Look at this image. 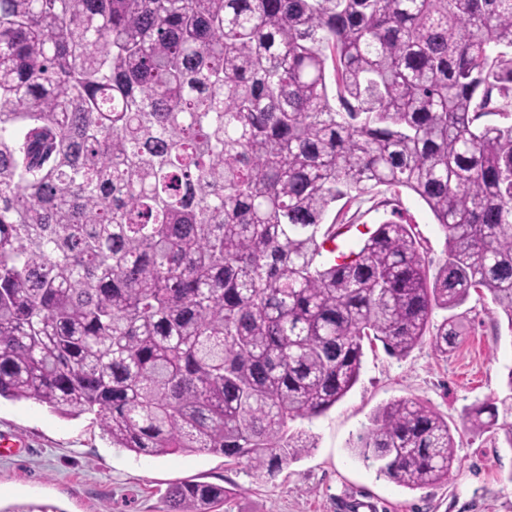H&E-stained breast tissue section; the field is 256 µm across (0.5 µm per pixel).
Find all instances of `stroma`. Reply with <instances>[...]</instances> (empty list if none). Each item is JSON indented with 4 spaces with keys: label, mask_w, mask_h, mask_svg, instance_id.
<instances>
[{
    "label": "stroma",
    "mask_w": 512,
    "mask_h": 512,
    "mask_svg": "<svg viewBox=\"0 0 512 512\" xmlns=\"http://www.w3.org/2000/svg\"><path fill=\"white\" fill-rule=\"evenodd\" d=\"M398 206L416 224L427 260L442 263L444 235L424 202L405 190ZM335 207L350 225L342 239L347 250L390 216L370 198ZM464 311L465 329L448 355L427 344L404 358L389 356L378 341L365 347L357 384L309 425L315 450L264 482L246 464L220 455L139 457L111 447L90 415L1 401L0 436L22 438L27 447L0 456V512L31 503L58 512H165L168 489L185 481L235 488L215 512H512V448L493 447L486 435L462 428L467 408L503 395L512 328L490 298L470 296ZM400 398L430 403L455 429L459 466L447 483L409 490L351 451L373 411Z\"/></svg>",
    "instance_id": "1"
}]
</instances>
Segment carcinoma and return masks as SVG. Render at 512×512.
I'll list each match as a JSON object with an SVG mask.
<instances>
[{"instance_id": "carcinoma-1", "label": "carcinoma", "mask_w": 512, "mask_h": 512, "mask_svg": "<svg viewBox=\"0 0 512 512\" xmlns=\"http://www.w3.org/2000/svg\"><path fill=\"white\" fill-rule=\"evenodd\" d=\"M495 92L512 0H0V399L270 479L317 447L292 423L353 388L364 342L446 355L473 292L512 330ZM381 188L429 208L435 273L401 220L320 261L349 228L331 207ZM510 417L512 369L464 424L512 448ZM351 448L410 490L459 463L420 399L378 407ZM230 493L181 483L167 512Z\"/></svg>"}]
</instances>
